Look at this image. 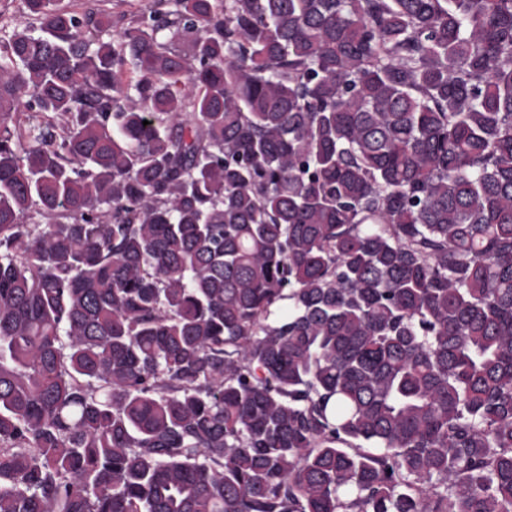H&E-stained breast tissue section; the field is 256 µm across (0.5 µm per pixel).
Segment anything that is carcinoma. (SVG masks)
<instances>
[{
	"label": "carcinoma",
	"mask_w": 512,
	"mask_h": 512,
	"mask_svg": "<svg viewBox=\"0 0 512 512\" xmlns=\"http://www.w3.org/2000/svg\"><path fill=\"white\" fill-rule=\"evenodd\" d=\"M20 2L0 512H512V0Z\"/></svg>",
	"instance_id": "1"
}]
</instances>
